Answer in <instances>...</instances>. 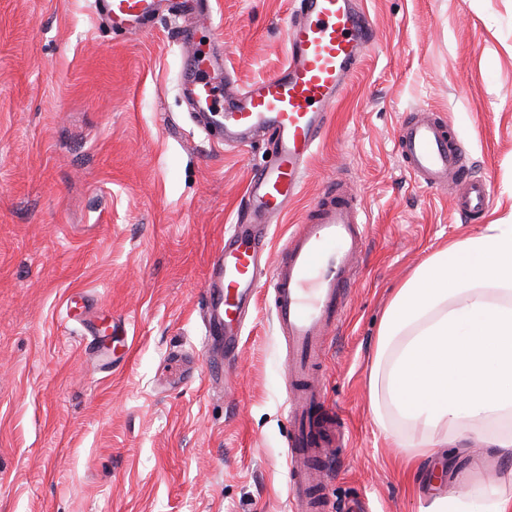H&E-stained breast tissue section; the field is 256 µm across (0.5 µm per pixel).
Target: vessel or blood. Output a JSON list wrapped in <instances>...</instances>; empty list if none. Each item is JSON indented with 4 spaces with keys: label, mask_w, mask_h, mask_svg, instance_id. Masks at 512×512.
Listing matches in <instances>:
<instances>
[{
    "label": "vessel or blood",
    "mask_w": 512,
    "mask_h": 512,
    "mask_svg": "<svg viewBox=\"0 0 512 512\" xmlns=\"http://www.w3.org/2000/svg\"><path fill=\"white\" fill-rule=\"evenodd\" d=\"M113 27L144 31L162 0H96ZM181 87L192 112L224 129L230 147L266 142L271 159L248 184L245 209L216 248L204 290L205 342L233 358L260 288H268L278 332L290 350L288 512H323L321 486L332 475L344 426L326 403L316 370L327 338L341 324L367 241V220L351 187L333 183L306 211L298 230L269 254L272 224L301 193L309 162L350 76L376 46L361 0H292L285 30L287 62L274 76L238 86L211 76L213 52L196 41L212 22L210 0L180 13ZM402 165L421 188L451 194L465 221L490 209L491 185L474 175L451 124L426 109L402 120L396 137Z\"/></svg>",
    "instance_id": "b4317fda"
}]
</instances>
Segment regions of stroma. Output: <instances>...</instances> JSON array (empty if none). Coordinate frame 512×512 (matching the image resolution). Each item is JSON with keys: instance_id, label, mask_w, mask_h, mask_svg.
I'll use <instances>...</instances> for the list:
<instances>
[{"instance_id": "35a3bbf8", "label": "stroma", "mask_w": 512, "mask_h": 512, "mask_svg": "<svg viewBox=\"0 0 512 512\" xmlns=\"http://www.w3.org/2000/svg\"><path fill=\"white\" fill-rule=\"evenodd\" d=\"M202 43L245 84L287 60L291 0H211ZM378 45L352 75L304 188L269 231L278 251L348 173L367 248L321 371L345 446L326 512H419L439 492L512 483L398 457L369 408L368 373L395 288L429 255L512 221V0H363ZM177 21L105 25L94 0H0V512H285L287 352L259 293L232 364L203 348L209 258L233 224L264 143L213 142L179 90ZM430 109L492 186L485 222L406 174L396 130ZM125 322L117 364L90 372L67 296Z\"/></svg>"}]
</instances>
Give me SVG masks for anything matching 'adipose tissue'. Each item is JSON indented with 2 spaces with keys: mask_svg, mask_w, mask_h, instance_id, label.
<instances>
[{
  "mask_svg": "<svg viewBox=\"0 0 512 512\" xmlns=\"http://www.w3.org/2000/svg\"><path fill=\"white\" fill-rule=\"evenodd\" d=\"M378 424H402L417 461L466 453L470 434L512 456V224L434 252L397 288L368 378ZM420 512H512V487L428 498Z\"/></svg>",
  "mask_w": 512,
  "mask_h": 512,
  "instance_id": "obj_1",
  "label": "adipose tissue"
}]
</instances>
